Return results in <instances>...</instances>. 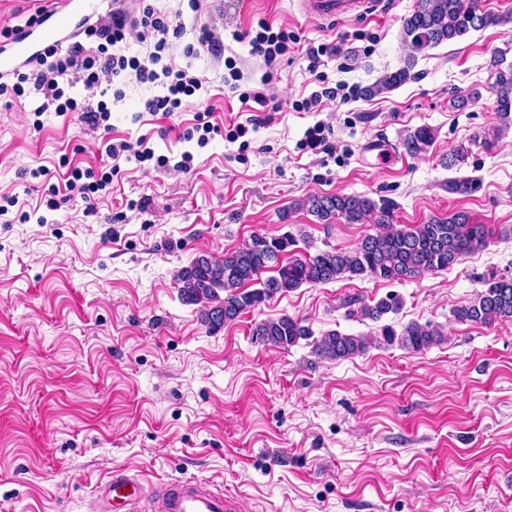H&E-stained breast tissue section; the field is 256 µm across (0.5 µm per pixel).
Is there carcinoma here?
Instances as JSON below:
<instances>
[{
  "mask_svg": "<svg viewBox=\"0 0 512 512\" xmlns=\"http://www.w3.org/2000/svg\"><path fill=\"white\" fill-rule=\"evenodd\" d=\"M506 22H512V15L485 11L479 0H416L412 14L403 20L402 34L412 51L420 53L471 31ZM414 59L415 56H410L405 67L385 74L366 93L372 96L404 84L410 78ZM503 64L502 57L491 59L497 117L508 127L512 126V69L503 71ZM433 139L432 129L424 126L405 139L403 148L409 155H419L427 152ZM302 207L323 224L342 218L348 224L373 221L386 225V230L364 235L348 251L330 248L287 258L285 254L297 245V239L286 232L278 237L255 234L243 247L222 257L199 254L177 272L176 280L181 284L182 301L201 306L199 319L209 331H217L274 296L304 285L326 284L345 276L401 282L424 273L448 270L463 257L484 249L489 236L486 225L471 224L468 216L461 213L445 219L433 218L413 227L396 224L388 206H379L360 195L311 194L303 199ZM269 268L274 275L261 279ZM485 285L473 304L453 311L456 321L485 326L512 321V278L492 274ZM402 305L399 295L391 293L362 304L356 313L379 324L380 338L387 346L397 345L416 354L444 340L441 330L429 322H412L400 330L384 322L388 315L398 313ZM252 335L259 343L287 349L312 332L301 320L282 315L258 322ZM366 349L367 337L338 330L325 332L313 345L318 357L329 360L352 358Z\"/></svg>",
  "mask_w": 512,
  "mask_h": 512,
  "instance_id": "carcinoma-1",
  "label": "carcinoma"
}]
</instances>
